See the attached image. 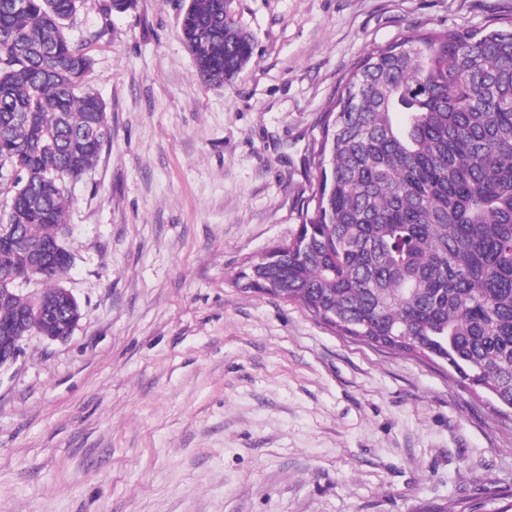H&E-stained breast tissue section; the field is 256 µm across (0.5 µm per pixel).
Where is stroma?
Wrapping results in <instances>:
<instances>
[{"instance_id": "35a3bbf8", "label": "stroma", "mask_w": 512, "mask_h": 512, "mask_svg": "<svg viewBox=\"0 0 512 512\" xmlns=\"http://www.w3.org/2000/svg\"><path fill=\"white\" fill-rule=\"evenodd\" d=\"M80 0L111 138L71 185L83 316L0 369V512H505L512 421L447 364L246 292L297 230L319 124L375 46L512 22V0H225L253 56L200 79L185 0Z\"/></svg>"}]
</instances>
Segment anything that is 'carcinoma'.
Returning a JSON list of instances; mask_svg holds the SVG:
<instances>
[{"label": "carcinoma", "mask_w": 512, "mask_h": 512, "mask_svg": "<svg viewBox=\"0 0 512 512\" xmlns=\"http://www.w3.org/2000/svg\"><path fill=\"white\" fill-rule=\"evenodd\" d=\"M78 0H0V176L14 172L0 237L56 241L51 268L0 245V327L51 329L6 275L45 283L68 268L67 184L110 137L82 90L91 65L64 33ZM181 34L207 82L253 53L224 0H187ZM316 191L300 234L241 271L346 336L440 354L465 387L512 409V27L445 30L372 47L321 127Z\"/></svg>", "instance_id": "carcinoma-1"}]
</instances>
